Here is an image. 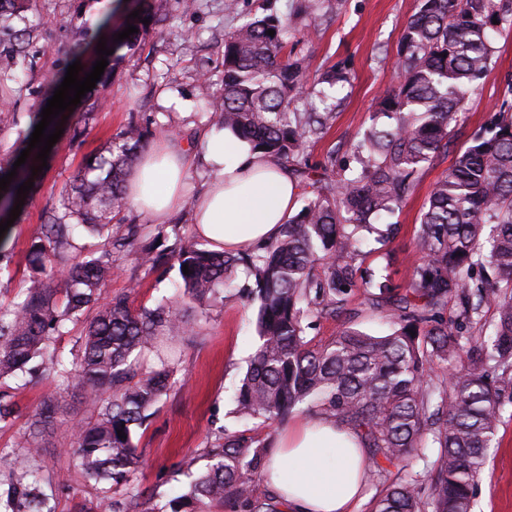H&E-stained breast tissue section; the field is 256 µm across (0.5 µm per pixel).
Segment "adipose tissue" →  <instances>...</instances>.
I'll return each mask as SVG.
<instances>
[{"mask_svg": "<svg viewBox=\"0 0 512 512\" xmlns=\"http://www.w3.org/2000/svg\"><path fill=\"white\" fill-rule=\"evenodd\" d=\"M198 139L211 173L195 198L198 233L224 250L274 239L297 192L288 168L224 128H205ZM192 163L184 148L145 155L126 183L129 200L155 223H164L185 200ZM369 467L353 430L316 418L281 435L262 479L288 512H356Z\"/></svg>", "mask_w": 512, "mask_h": 512, "instance_id": "obj_1", "label": "adipose tissue"}]
</instances>
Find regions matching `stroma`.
<instances>
[{
    "label": "stroma",
    "mask_w": 512,
    "mask_h": 512,
    "mask_svg": "<svg viewBox=\"0 0 512 512\" xmlns=\"http://www.w3.org/2000/svg\"><path fill=\"white\" fill-rule=\"evenodd\" d=\"M129 0H41L43 37L21 60V81L12 85L4 100L10 121L0 126V165L15 159L16 143L29 133V115L48 104L45 78L54 73L65 77L73 62L91 71L98 54L99 39L113 41L125 29ZM305 0H195L187 10L174 0L158 11L149 34L142 36L135 53L119 66L106 67L94 88L107 105L88 121L77 119V107L67 109L64 131L53 145L47 166L37 174L38 186L24 200L20 216L0 235V244L11 253L8 266L0 268V307L21 301L30 275L27 249L41 234L42 216L57 205L83 173L85 157L106 154L113 137L135 124L147 130L142 152L156 149L164 140L184 148H197L196 134L212 126L204 94L219 93L222 85L224 38L242 22L262 17L275 6L288 21L285 55L301 61L304 79L298 104H305L317 91L320 76L334 66L345 67L349 83L337 88L336 121L327 133L306 148L303 159L319 169L329 153L345 156L350 144L359 140L371 123L380 90L397 84L398 44L418 0H319L316 10H304ZM493 68L479 93L469 101L466 131L478 129L493 107L499 81L512 73V31L502 32L494 42ZM178 97L191 104L183 113L169 106ZM453 154H444L423 169L412 195L393 218L397 234L386 249L400 258L398 279L406 280L412 269L405 259L415 248L416 228L423 205L435 181L450 167ZM140 227L134 249L116 251L117 267L105 296H127L131 308L155 306L164 296L175 297L180 275L177 264L146 269L138 262V251L153 242L172 247L181 238L194 236L192 207H183L164 223H153L137 211L122 214L114 235L126 234L128 225ZM251 278L236 272L229 288L202 307L185 309L197 322L196 333L175 343L174 387L158 404L155 414L138 429L134 442L141 463L132 476L135 486L148 489L151 497L145 512H170L173 497L187 488L189 477L172 481L170 472L182 458L202 457L208 448L222 443L225 432L249 431L266 437L270 429L261 421H241L234 413V395L256 350L255 304L242 299ZM353 327L373 335H384L389 323L368 302L363 291H355L345 311L336 318L318 321L308 337L313 345L329 344L337 332ZM61 388L51 373L12 381L10 393L20 415L13 423L0 424V499L11 486L7 464L21 449L18 438L29 415ZM67 411L45 437L43 449L33 464L43 494L55 512H107L114 493L106 484L85 483L74 465L71 448L74 426L90 422L93 410L77 386L69 388ZM67 473V483H58L57 473ZM473 512H512V406L501 413L495 445L478 482Z\"/></svg>",
    "instance_id": "35a3bbf8"
}]
</instances>
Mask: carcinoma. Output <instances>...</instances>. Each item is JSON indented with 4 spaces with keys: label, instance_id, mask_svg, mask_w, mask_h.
<instances>
[{
    "label": "carcinoma",
    "instance_id": "obj_1",
    "mask_svg": "<svg viewBox=\"0 0 512 512\" xmlns=\"http://www.w3.org/2000/svg\"><path fill=\"white\" fill-rule=\"evenodd\" d=\"M0 4V89L17 81L15 61L39 37L38 25L17 28L23 11L17 0ZM138 32L113 42V57L131 48L154 20V0H139ZM512 27V0H419L404 27L398 49L400 82L385 89L376 114L389 119L370 127L353 146L358 163L349 170L336 153L323 172L335 180L311 179L308 203L290 216L271 242L237 252L202 249L186 239L167 253L148 249L140 265L173 261L180 274L177 298L132 310L127 298L99 302L114 273L112 249L130 246L138 234L112 236V220L130 208L125 181L144 132L131 125L95 157L87 172L103 174L67 192L61 206L43 215L42 232L28 261L35 276L11 317L0 315V385L21 373L52 371L74 378L93 405V422L79 426L73 455L89 482L125 489L112 512H133L148 491L131 484L138 466L133 430L146 424L172 389L167 342L188 331L180 303L202 304L243 267L255 282V332L259 345L235 396L242 420L281 423L304 404L322 418L356 431L372 451L375 471L408 458L425 470L398 474L375 500L373 512H471L472 498L500 422L512 402V75L500 85L486 122L463 143L454 163L438 179L416 231L413 274L403 285L389 275L356 264L376 224L412 194L419 172L448 152L466 123L465 104L491 71L493 34ZM274 31L270 36L267 31ZM286 24L270 12L224 38L223 90L212 103L216 123L253 147L300 171L306 144L320 139L335 119L333 96L320 92L310 111L291 108L304 77L303 65L282 54ZM31 172L17 168L0 212L9 216L17 189ZM83 228L104 240L99 255L71 259L75 232ZM363 289L390 319L391 332L376 336L345 327L324 347L307 339L312 319L337 317L349 296ZM456 309L447 316L448 300ZM494 303L493 333L472 342L462 333L480 322ZM96 307L88 318V307ZM84 320L74 368L54 348L67 325ZM155 350L159 363L137 369L131 357ZM466 365L439 389L425 378L426 365ZM64 394L43 401L20 443L25 452L10 463L23 512H44L32 462L46 429L63 413ZM18 412L0 393V423ZM123 431L125 437L118 436ZM272 440L227 433L208 450L209 464L175 498L172 512H197L208 502L230 512H280L278 502L255 493L251 475L267 464ZM434 460H429V455Z\"/></svg>",
    "mask_w": 512,
    "mask_h": 512
}]
</instances>
